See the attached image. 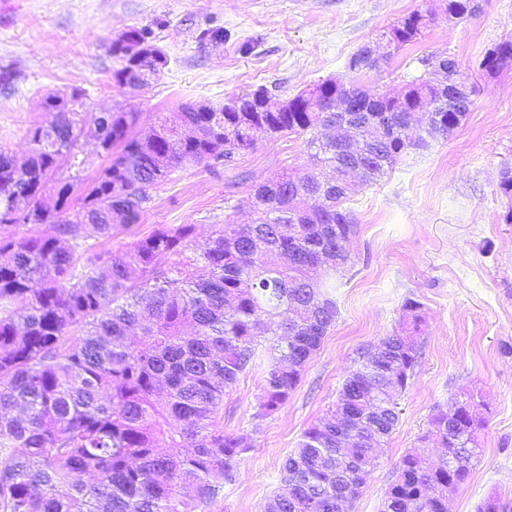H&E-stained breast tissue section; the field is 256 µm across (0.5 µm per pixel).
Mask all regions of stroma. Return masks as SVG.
Listing matches in <instances>:
<instances>
[{
  "mask_svg": "<svg viewBox=\"0 0 512 512\" xmlns=\"http://www.w3.org/2000/svg\"><path fill=\"white\" fill-rule=\"evenodd\" d=\"M448 0H6L0 7V147L24 156L29 132L53 114L44 99L72 98L85 122L105 110L135 109L136 132L186 102L213 106L264 88L271 101L316 82H351L369 92L428 77L424 57L443 54L461 67L512 41V0H481L476 15L449 17ZM432 18L418 42L377 70L349 71L359 49L413 12ZM209 27L223 44L200 43ZM148 32L168 64L141 91L118 87L110 45L121 32ZM460 125L428 147L408 148L376 183L344 203L357 224L351 264L336 275L338 315L301 379L261 427L253 415L267 351L224 395L228 434L252 433L234 482L197 512H263L280 485L282 465L303 432L336 404L361 348L399 330L402 306H422L419 358L398 400L399 421L380 448L348 512H380L398 463L418 447L436 410L475 399L482 426L468 480L448 494V512H476L498 497L512 512V197L501 188L512 172V70L480 72ZM92 137H82L58 177L92 179L104 165ZM310 165L305 136L265 140L230 163L204 164L150 187L138 224L101 239L118 252L161 227L193 224L198 240L215 225L247 224L255 186L283 170Z\"/></svg>",
  "mask_w": 512,
  "mask_h": 512,
  "instance_id": "obj_1",
  "label": "stroma"
}]
</instances>
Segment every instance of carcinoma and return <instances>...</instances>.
Listing matches in <instances>:
<instances>
[{"mask_svg":"<svg viewBox=\"0 0 512 512\" xmlns=\"http://www.w3.org/2000/svg\"><path fill=\"white\" fill-rule=\"evenodd\" d=\"M431 21L413 12L383 36L400 49ZM495 49L501 57L480 65L511 68L512 41ZM110 51L121 63L112 72L119 86L135 79L145 88L167 65L142 29L120 33ZM338 96L352 103L358 132L376 119L385 127L357 160L365 183L404 152L410 113H422L430 136L446 137L470 105L461 94L448 106L424 79L372 103L353 83L329 79L297 93L292 112H262L245 93L219 108L185 104L142 137L132 135L139 113L112 112L107 128L92 132L108 164L87 183H52L82 125L68 100L50 95L57 118L30 131L27 156L0 148V512H196L233 481L252 444L224 433L225 390L267 346L259 429L336 322V268L317 263L356 232L342 208L353 192L322 178L326 169L345 177L349 164L321 134L336 121ZM290 132L309 135L311 166L258 184L251 223H225L201 243L194 224L161 228L114 255L92 242L138 223L148 187L188 165L227 160L228 140L240 153ZM26 224L47 230L10 231ZM420 310L406 300L403 327L380 342L379 358L359 355L340 392L344 423L336 426L333 409L305 431L264 512H341L343 500L358 497L376 447L398 423L395 397L418 362ZM431 426L448 457L424 466L422 449L408 451L381 512H447L448 486L468 479L475 449L448 442V413L434 414Z\"/></svg>","mask_w":512,"mask_h":512,"instance_id":"1","label":"carcinoma"}]
</instances>
